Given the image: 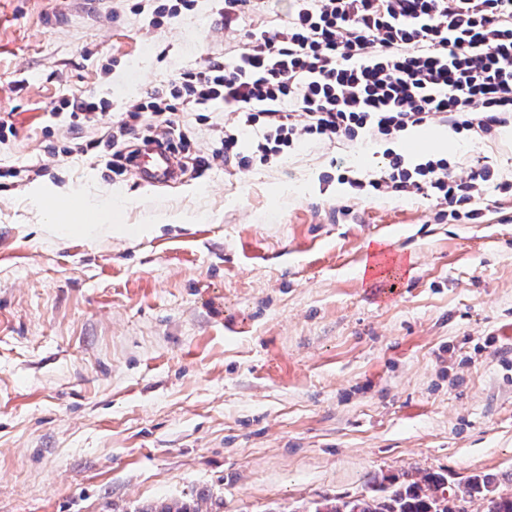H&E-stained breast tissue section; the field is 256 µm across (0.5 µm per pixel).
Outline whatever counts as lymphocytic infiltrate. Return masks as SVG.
I'll return each mask as SVG.
<instances>
[{
  "label": "lymphocytic infiltrate",
  "instance_id": "obj_1",
  "mask_svg": "<svg viewBox=\"0 0 512 512\" xmlns=\"http://www.w3.org/2000/svg\"><path fill=\"white\" fill-rule=\"evenodd\" d=\"M213 101L237 123L213 128L220 148L193 149L178 115ZM511 121L512 0H294L286 18L246 32L234 62L181 71L168 93L129 103L111 140L128 144L117 171L155 145L193 153L203 172L239 159L245 135L266 161L311 138L394 139L434 122L487 135ZM386 158L369 182L375 191L425 195L482 218L475 202L489 167L461 173L444 158L413 166L392 151Z\"/></svg>",
  "mask_w": 512,
  "mask_h": 512
}]
</instances>
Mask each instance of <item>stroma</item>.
Instances as JSON below:
<instances>
[{
    "label": "stroma",
    "instance_id": "obj_1",
    "mask_svg": "<svg viewBox=\"0 0 512 512\" xmlns=\"http://www.w3.org/2000/svg\"><path fill=\"white\" fill-rule=\"evenodd\" d=\"M138 0H0V512H137L195 493L221 512H306L425 472L512 491V142L485 159L480 222L374 193L389 143L314 141L288 158L147 185L108 165L128 100L235 58L290 0H224L151 27ZM76 97L100 102L68 133ZM180 114L196 146L233 123ZM352 183L337 179V162ZM117 190L119 237L47 233L33 190ZM189 224L143 230L168 210ZM402 263L377 276L368 244Z\"/></svg>",
    "mask_w": 512,
    "mask_h": 512
}]
</instances>
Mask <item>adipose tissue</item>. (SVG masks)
I'll return each instance as SVG.
<instances>
[{
  "label": "adipose tissue",
  "instance_id": "adipose-tissue-1",
  "mask_svg": "<svg viewBox=\"0 0 512 512\" xmlns=\"http://www.w3.org/2000/svg\"><path fill=\"white\" fill-rule=\"evenodd\" d=\"M56 210L46 215V222L66 223L68 215H75L78 227L90 237L120 236L126 231L124 225L111 223L109 216L113 207L123 202L119 192L109 188H95L75 195L66 190L53 193Z\"/></svg>",
  "mask_w": 512,
  "mask_h": 512
}]
</instances>
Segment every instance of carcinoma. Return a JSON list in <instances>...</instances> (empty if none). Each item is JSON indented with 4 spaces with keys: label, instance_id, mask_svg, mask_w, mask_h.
I'll return each instance as SVG.
<instances>
[{
    "label": "carcinoma",
    "instance_id": "carcinoma-1",
    "mask_svg": "<svg viewBox=\"0 0 512 512\" xmlns=\"http://www.w3.org/2000/svg\"><path fill=\"white\" fill-rule=\"evenodd\" d=\"M479 494L483 495L484 512H512V493L495 496L489 483L478 476L450 490L448 478L440 473L425 474L352 501L324 498L314 502L311 512H470V503Z\"/></svg>",
    "mask_w": 512,
    "mask_h": 512
}]
</instances>
